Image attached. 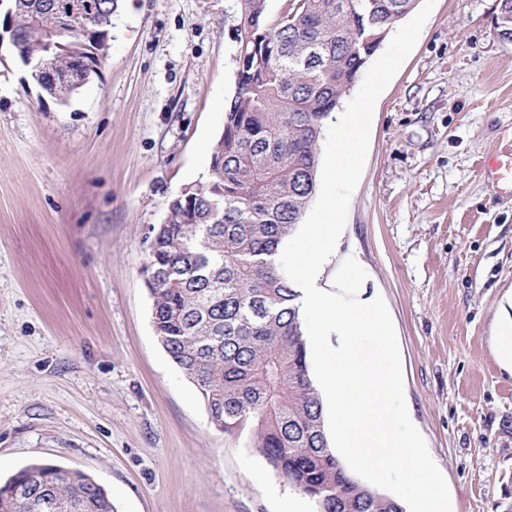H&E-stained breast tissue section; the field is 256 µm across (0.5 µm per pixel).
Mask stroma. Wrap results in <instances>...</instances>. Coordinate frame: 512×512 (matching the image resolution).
<instances>
[{
	"label": "stroma",
	"instance_id": "35a3bbf8",
	"mask_svg": "<svg viewBox=\"0 0 512 512\" xmlns=\"http://www.w3.org/2000/svg\"><path fill=\"white\" fill-rule=\"evenodd\" d=\"M496 0H436L376 101L336 253L392 317L411 421L452 512L512 493V43ZM235 0H122L68 105L0 44V478L81 470L117 512H283L301 499L216 428L152 323L143 269L169 202L209 178L239 65Z\"/></svg>",
	"mask_w": 512,
	"mask_h": 512
}]
</instances>
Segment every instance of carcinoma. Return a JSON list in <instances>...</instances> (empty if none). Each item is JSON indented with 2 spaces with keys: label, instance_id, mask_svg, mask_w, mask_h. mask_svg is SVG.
<instances>
[{
  "label": "carcinoma",
  "instance_id": "obj_1",
  "mask_svg": "<svg viewBox=\"0 0 512 512\" xmlns=\"http://www.w3.org/2000/svg\"><path fill=\"white\" fill-rule=\"evenodd\" d=\"M50 2H14L11 46L41 90L66 104L77 88L41 74L39 59L65 71L104 56L84 27L108 31L112 14L68 23ZM409 2L292 0L271 22L267 0H237L239 68L209 180L170 201L150 241L146 273L164 350L218 428L251 424L253 447L316 512H403L350 476L328 443L300 294L280 254L315 192L325 120L366 64L370 36ZM35 495L53 499L52 512H113L90 475L44 462L0 481V512H46L26 503Z\"/></svg>",
  "mask_w": 512,
  "mask_h": 512
}]
</instances>
